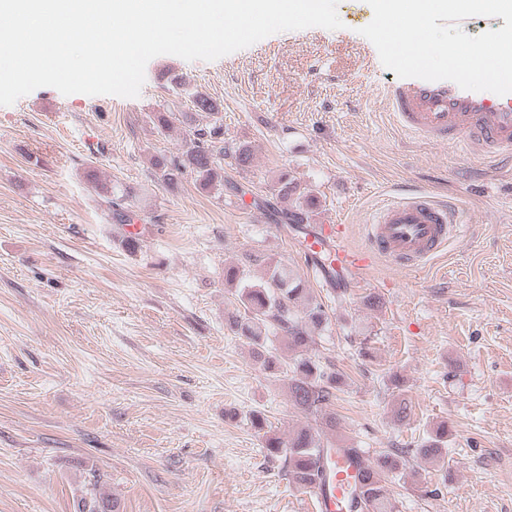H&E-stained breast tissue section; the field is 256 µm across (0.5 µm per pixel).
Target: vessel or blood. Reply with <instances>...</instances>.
<instances>
[{"label": "vessel or blood", "mask_w": 512, "mask_h": 512, "mask_svg": "<svg viewBox=\"0 0 512 512\" xmlns=\"http://www.w3.org/2000/svg\"><path fill=\"white\" fill-rule=\"evenodd\" d=\"M389 107L410 133L429 142L454 141L467 150H481L494 162L512 159V93L490 99L480 92L448 81H415L388 87ZM461 229L453 205L421 194L404 197L383 207L367 227L374 252L402 269L420 267L439 253ZM339 224H321L307 235L308 255L328 251L332 265L323 267L326 280L357 277L366 259L344 243ZM360 465L346 457L336 460L331 489L320 492L321 512H348V491Z\"/></svg>", "instance_id": "b4317fda"}]
</instances>
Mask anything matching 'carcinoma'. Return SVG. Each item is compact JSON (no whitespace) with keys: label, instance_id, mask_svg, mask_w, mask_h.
I'll list each match as a JSON object with an SVG mask.
<instances>
[{"label":"carcinoma","instance_id":"cac0c4a2","mask_svg":"<svg viewBox=\"0 0 512 512\" xmlns=\"http://www.w3.org/2000/svg\"><path fill=\"white\" fill-rule=\"evenodd\" d=\"M172 91L188 98L192 108L205 113L208 121L194 130L193 139L179 155L153 157L154 173L168 186L190 173L201 189L224 190V156L231 155L237 167L244 170L252 162L249 146L240 144L226 152L220 102L189 88L182 80L173 82ZM277 196L289 202L286 223H308L316 199L301 190L295 176L288 172L280 175ZM254 267L264 268L262 277H251ZM224 283L235 287L236 300L242 307V311L226 320L227 330L252 348L264 370L288 376L289 399L296 409L315 418L323 417L325 428L336 432V417L325 415V410L336 398L343 376L311 353L329 329L327 306L322 299L305 286L287 263L252 254L246 256L244 263L224 269ZM281 337L287 339L289 349L297 352L287 362L276 345ZM447 442L448 424L440 423L429 438L414 448H392L379 453L371 465L359 470L358 482L351 490V510L393 512L389 481L403 476L408 454L443 463ZM264 449L266 456L282 459L289 480L309 493L326 484L335 466L333 455L342 452L362 460L367 454L364 448H336L323 441L319 431L310 426L301 427L286 438L267 433ZM75 512H119L117 502L103 489L102 475L95 469L89 470Z\"/></svg>","mask_w":512,"mask_h":512}]
</instances>
